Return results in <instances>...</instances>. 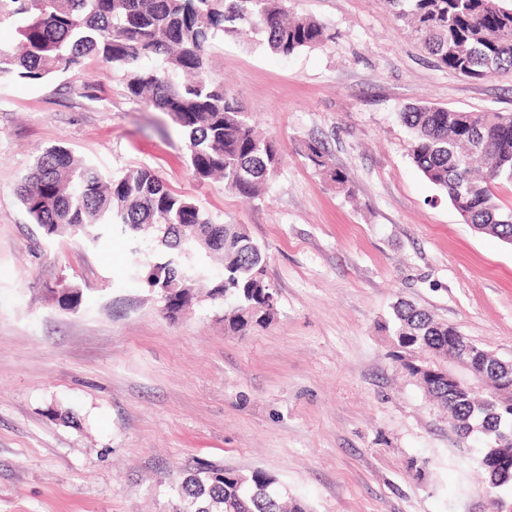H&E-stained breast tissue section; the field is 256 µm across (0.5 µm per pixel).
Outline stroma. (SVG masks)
I'll return each mask as SVG.
<instances>
[{"label": "stroma", "mask_w": 512, "mask_h": 512, "mask_svg": "<svg viewBox=\"0 0 512 512\" xmlns=\"http://www.w3.org/2000/svg\"><path fill=\"white\" fill-rule=\"evenodd\" d=\"M324 23L284 57L262 34L216 42L211 66L283 162L262 199L197 181L182 135L84 58L37 81L0 78V512H174L207 465L275 475L312 512H491L479 435L458 441L400 362L386 324L405 301L512 360V245L465 224L417 169L409 104L512 112V70L438 67L385 0H286ZM325 142L349 178L300 153ZM102 173L148 167L265 245L267 321L245 333L201 302L166 318L131 243L46 240L16 188L46 148ZM82 294L61 310L50 293ZM303 157L311 162L315 167L323 169V173L329 179L330 182L334 183L338 188L345 190L348 186V177L341 170L330 168L327 166L325 156L327 148L325 143L316 138H311L304 143L303 146ZM348 190V188H347Z\"/></svg>", "instance_id": "obj_1"}]
</instances>
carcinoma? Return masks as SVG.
Returning <instances> with one entry per match:
<instances>
[{"mask_svg":"<svg viewBox=\"0 0 512 512\" xmlns=\"http://www.w3.org/2000/svg\"><path fill=\"white\" fill-rule=\"evenodd\" d=\"M401 27L436 63L478 80L512 69V3L509 0H387ZM246 23L266 35L282 56L327 39V27L311 17H286L282 0H0V26L14 29L18 43L0 45V76L41 80L64 74L82 59L100 58L122 77L127 95L166 114L185 137L186 162L200 182L219 175L224 187L258 199L282 160L273 138L255 133L237 98L210 67L215 41L239 33ZM412 132V160L465 223L512 244V208L497 202L493 187L512 184V113L462 112L435 104L399 113ZM325 143L311 138L303 157L338 188L347 175L327 166ZM32 223L48 237L76 236L96 242L119 229L133 239L149 236L159 249L133 248L134 265L172 318L201 297L230 303L224 323L242 333L271 312L262 279L267 254L242 224H219L189 196L173 192L150 168L107 177L52 146L37 158L17 188ZM224 255V276L203 281L205 257ZM58 306L72 311L81 294L64 288ZM393 336L399 349L425 352L429 361L450 355L456 328L410 304L395 310ZM404 368L440 408L453 431L483 438L477 463L484 472L494 512L512 503L500 491L512 485V468L497 455L499 441H512V389L502 401L448 384L425 371L428 361L397 355ZM187 512H310L299 500L284 502L277 478L265 471L239 474L207 467L178 488Z\"/></svg>","mask_w":512,"mask_h":512,"instance_id":"carcinoma-1","label":"carcinoma"}]
</instances>
